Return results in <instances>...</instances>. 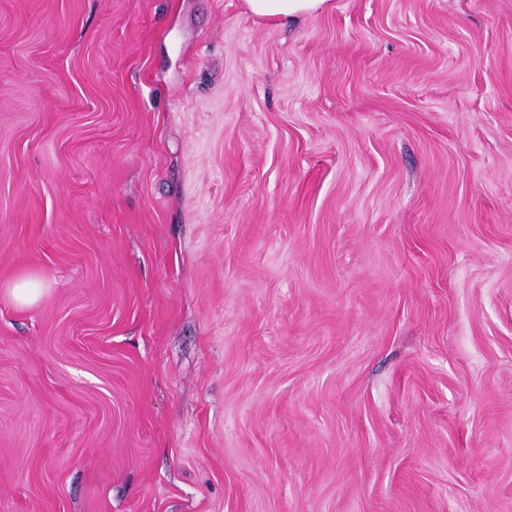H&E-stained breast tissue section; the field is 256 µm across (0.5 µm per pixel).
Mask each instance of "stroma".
Masks as SVG:
<instances>
[{
  "label": "stroma",
  "mask_w": 512,
  "mask_h": 512,
  "mask_svg": "<svg viewBox=\"0 0 512 512\" xmlns=\"http://www.w3.org/2000/svg\"><path fill=\"white\" fill-rule=\"evenodd\" d=\"M0 512H512V0H0ZM249 11L258 17L279 20L310 16L323 11L329 0H245ZM44 289L41 280L25 277L14 284L10 295L17 306L26 307L36 303L42 297Z\"/></svg>",
  "instance_id": "35a3bbf8"
}]
</instances>
